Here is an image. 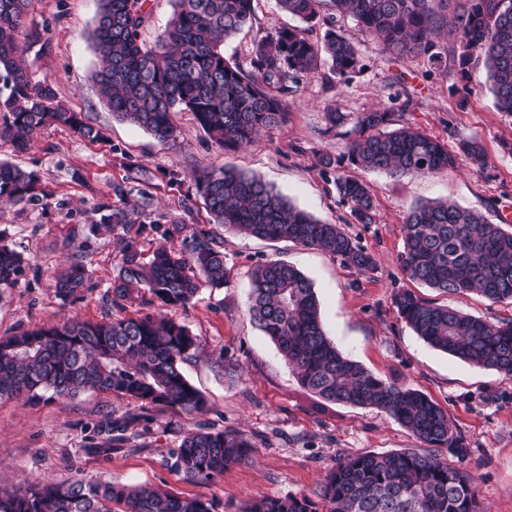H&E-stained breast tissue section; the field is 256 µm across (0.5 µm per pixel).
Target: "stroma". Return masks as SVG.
I'll list each match as a JSON object with an SVG mask.
<instances>
[{"label":"stroma","mask_w":512,"mask_h":512,"mask_svg":"<svg viewBox=\"0 0 512 512\" xmlns=\"http://www.w3.org/2000/svg\"><path fill=\"white\" fill-rule=\"evenodd\" d=\"M98 7V0L30 2V20L47 29L52 45L47 55L29 51L32 73L51 80L58 101L101 128L104 138L84 141L66 127L50 126L37 131L24 152L0 138V159L34 172L42 196L33 204L0 202V239L40 270L0 293V336L73 318L101 322L147 313L137 300L117 309L106 292L126 237H135L146 257L160 239L147 228L111 232L98 227L101 204L118 201L135 210L146 204L151 219L161 224L190 219L222 242L231 269L224 287L203 286L193 304L164 311L202 341V354L183 369L205 394L207 411L170 416L166 429L142 437L141 447L106 454L89 447L93 426L104 413L135 411L132 400L95 391L31 403L0 400V486L15 490L77 473L101 475L116 483L211 499L215 512H237L266 496H315L327 470L348 455L426 452L424 443L377 408L329 405L318 410L317 398L300 387L277 347L253 325L248 313L251 274L261 263L281 259L312 280L325 331L343 353L378 377H401L447 411L469 449L458 465L473 480L485 512H512V376L474 368L430 347L399 318L393 304L395 292L411 286L422 297L490 321L512 317V305L474 293L446 296L412 286L399 261L405 215L418 202L447 200L482 213L492 202L512 229V117L496 111L484 67L473 68L467 103L461 107L449 92L457 80L450 63L437 68L423 58L392 59L368 38L360 45L363 68L349 80L336 79L326 64L299 75L287 98L285 128L261 132L250 144L227 151L191 113L181 112L176 143L163 145L117 120L97 92L89 33ZM298 23L276 0H254L252 21L225 39L224 56L249 68L257 38ZM378 107L391 109L398 124L451 146L462 138L480 140L487 167L464 162L439 174L402 177L348 164L338 171L324 168L322 155L337 158L346 151L340 131L326 132L325 112ZM225 166L260 177L300 209L342 225L374 255L375 269L359 271L317 249L235 234L209 224L200 206L185 214L186 197L196 193L194 174ZM173 171L181 175L176 186L168 183ZM340 173L369 184L377 203L376 223H354L348 208L339 204L335 179ZM116 185L124 188L123 198H115ZM76 254L83 256L98 287L84 299L65 302L51 288L49 275ZM221 356L239 364L238 377L218 373L214 363ZM201 423L239 429L255 444L248 461L229 467L212 484L184 481L170 468L182 432Z\"/></svg>","instance_id":"obj_1"}]
</instances>
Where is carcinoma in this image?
<instances>
[{
    "instance_id": "1",
    "label": "carcinoma",
    "mask_w": 512,
    "mask_h": 512,
    "mask_svg": "<svg viewBox=\"0 0 512 512\" xmlns=\"http://www.w3.org/2000/svg\"><path fill=\"white\" fill-rule=\"evenodd\" d=\"M147 0H99L89 34L97 66L93 79L103 101L120 120L158 142L177 139L175 115L190 112L218 145L236 150L263 129L287 122L288 82L318 69L321 61L339 79L362 70L357 43L373 37L393 58L443 61L434 41L453 23L455 45L448 48L461 78L483 62L497 111L512 116V0H334L351 15L355 32L328 29L317 47L307 29L283 28L255 40L250 70L224 58L223 41L248 22L254 0H172L173 13L149 45L141 39L148 21ZM323 0H278L280 8L311 23ZM29 0H0V137L15 149L30 146L47 124L69 127L81 138H101L77 112L56 103L53 83L30 73L27 53L46 54V30L28 23ZM25 39H20V36ZM327 130L351 126V164L392 175L437 174L465 158L487 164L474 140L458 150L411 126L392 127L393 113L325 112ZM211 221L242 235L285 240L321 250L348 267L374 268V258L339 224H327L295 207L263 180L233 168L195 177ZM31 172L0 161V199H35ZM340 203L359 224L376 223L368 186L336 177ZM100 223L125 230L148 218L121 206H100ZM163 239L190 241L187 251L164 245L149 260L134 239L127 240L111 285L112 305L121 308L133 288L148 292L149 307H185L207 284L221 287L230 268L222 242L190 224H152ZM402 270L409 280L445 294L473 292L494 302L512 303V231L484 214L448 201L422 202L405 217ZM31 265L21 253L0 245V288H15ZM55 293L75 300L98 285L81 258L52 274ZM399 317L430 347L473 367L512 376V318L492 322L449 305L428 301L410 289L393 297ZM249 312L278 347L302 388L325 404L374 406L393 417L430 448L448 447L464 457L469 448L452 430L448 414L430 397L398 378L382 379L348 357L323 327L312 281L282 260L258 265L251 276ZM201 340L165 317L146 313L109 322L69 320L11 336H0V399L37 401L48 393L74 398L94 390L126 396L139 411L103 416L91 447L110 452L134 440L135 422L159 423L156 413L193 414L205 410L203 394L182 371L196 357ZM254 444L236 429L199 425L184 433L171 469L191 482H211L232 465L247 461ZM325 510L307 495L264 497L238 512H484L472 479L433 454H357L338 462L319 486ZM0 512H214L202 497H183L148 485H122L101 478L40 481L25 490L0 491Z\"/></svg>"
}]
</instances>
